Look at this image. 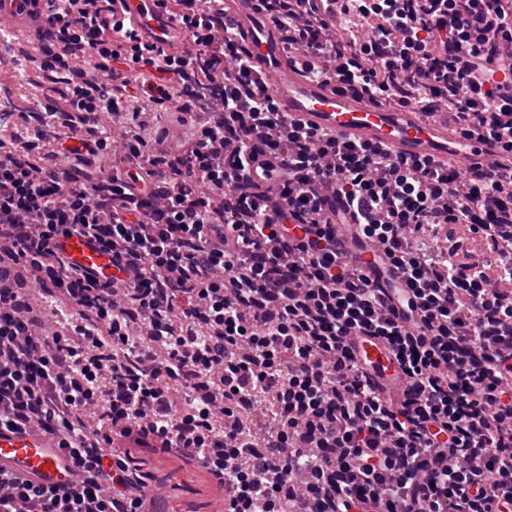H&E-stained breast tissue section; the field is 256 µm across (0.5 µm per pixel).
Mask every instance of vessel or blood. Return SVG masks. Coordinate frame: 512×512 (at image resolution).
Masks as SVG:
<instances>
[{
    "instance_id": "1",
    "label": "vessel or blood",
    "mask_w": 512,
    "mask_h": 512,
    "mask_svg": "<svg viewBox=\"0 0 512 512\" xmlns=\"http://www.w3.org/2000/svg\"><path fill=\"white\" fill-rule=\"evenodd\" d=\"M32 8L31 0H0V22L14 29L28 25L23 45L40 61L51 48L52 35L45 26L29 23ZM224 14L244 36L253 73L269 80L278 112L298 127L332 132L380 146L396 157L427 158L448 167L463 160L481 163L494 153L502 164L512 163V156L499 153L493 143L462 138L451 121L425 120L413 109L382 107L366 93L340 91L335 82L307 77L301 61L286 51L277 27L261 11L258 0H224ZM133 34L165 57L181 56L186 45L185 31L168 0H112L113 49H128ZM64 248L79 267L96 269L110 260L109 254L78 235L66 238ZM355 349L372 377L385 376L392 384L402 385L401 375L380 343L361 337ZM0 466L46 486L68 484L72 472L57 438L40 432L1 430Z\"/></svg>"
}]
</instances>
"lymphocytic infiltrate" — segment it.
I'll return each mask as SVG.
<instances>
[{"label": "lymphocytic infiltrate", "mask_w": 512, "mask_h": 512, "mask_svg": "<svg viewBox=\"0 0 512 512\" xmlns=\"http://www.w3.org/2000/svg\"><path fill=\"white\" fill-rule=\"evenodd\" d=\"M261 2L315 77L512 154V0ZM175 5L167 59L112 49V0H43L59 103L0 154V429L58 435L77 475L0 468V512H156L134 448L198 463L222 512H512V173L294 127L233 22ZM350 217L379 283L338 255ZM453 224L495 263L458 262ZM70 261L79 267L96 269L109 265L110 255L89 244L82 236L72 235L63 240ZM357 356L366 371L375 379L380 380L384 375L391 380V384L402 387V376L397 372L385 348L365 336L357 338L354 345Z\"/></svg>", "instance_id": "1"}]
</instances>
